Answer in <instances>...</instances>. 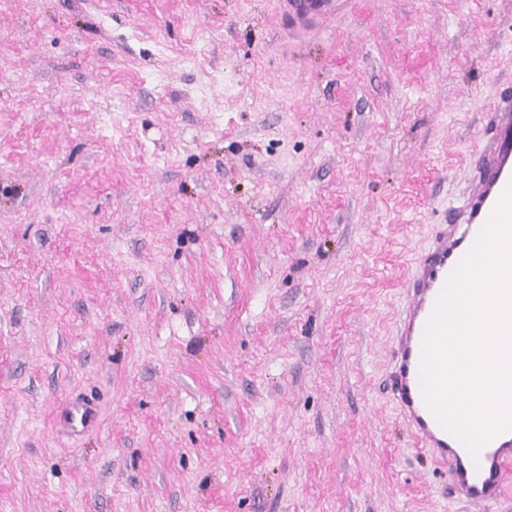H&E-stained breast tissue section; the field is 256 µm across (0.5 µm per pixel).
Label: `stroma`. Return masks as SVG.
I'll list each match as a JSON object with an SVG mask.
<instances>
[{
	"instance_id": "1",
	"label": "stroma",
	"mask_w": 512,
	"mask_h": 512,
	"mask_svg": "<svg viewBox=\"0 0 512 512\" xmlns=\"http://www.w3.org/2000/svg\"><path fill=\"white\" fill-rule=\"evenodd\" d=\"M505 95L512 0H0V512H476L391 350ZM339 0H289L288 25L293 31L310 22H319L336 15L342 4Z\"/></svg>"
}]
</instances>
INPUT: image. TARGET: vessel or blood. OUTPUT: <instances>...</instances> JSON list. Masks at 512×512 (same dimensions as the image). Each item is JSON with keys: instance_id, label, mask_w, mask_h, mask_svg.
<instances>
[{"instance_id": "obj_1", "label": "vessel or blood", "mask_w": 512, "mask_h": 512, "mask_svg": "<svg viewBox=\"0 0 512 512\" xmlns=\"http://www.w3.org/2000/svg\"><path fill=\"white\" fill-rule=\"evenodd\" d=\"M340 8L339 0H288V22L297 29L336 15ZM495 110L496 132L486 146L471 198L419 255L406 281V303L396 325L391 356L392 394L401 421L440 462L454 496L483 508L498 502L512 477V430L494 435L478 456H471L426 408L419 362L424 328L447 277L464 259L512 183V98H502Z\"/></svg>"}]
</instances>
